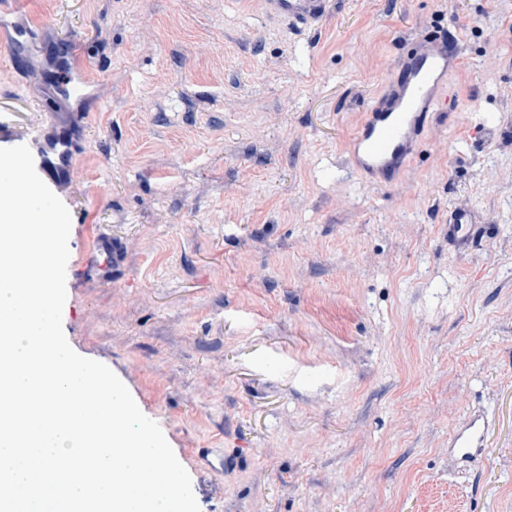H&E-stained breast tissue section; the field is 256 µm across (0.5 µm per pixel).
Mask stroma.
Instances as JSON below:
<instances>
[{
    "label": "stroma",
    "instance_id": "obj_1",
    "mask_svg": "<svg viewBox=\"0 0 512 512\" xmlns=\"http://www.w3.org/2000/svg\"><path fill=\"white\" fill-rule=\"evenodd\" d=\"M6 21L35 37L0 48V148L71 142L64 334L160 426L200 512H512V0H332L307 29L262 0ZM447 31L463 61L413 159L358 173L366 110ZM479 416L487 447H451ZM473 226L471 213L455 212L451 224H448V237L463 244L469 239ZM117 260V252L112 240L107 237L97 238L94 242L93 269L102 279H108L112 272V266Z\"/></svg>",
    "mask_w": 512,
    "mask_h": 512
}]
</instances>
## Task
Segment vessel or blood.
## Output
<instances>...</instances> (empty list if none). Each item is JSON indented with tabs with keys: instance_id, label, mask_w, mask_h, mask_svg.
Wrapping results in <instances>:
<instances>
[{
	"instance_id": "obj_1",
	"label": "vessel or blood",
	"mask_w": 512,
	"mask_h": 512,
	"mask_svg": "<svg viewBox=\"0 0 512 512\" xmlns=\"http://www.w3.org/2000/svg\"><path fill=\"white\" fill-rule=\"evenodd\" d=\"M329 0H263L267 14L307 24L321 20ZM459 42L446 35L424 40L406 66L404 77L390 84L369 109L361 126L350 140L349 157L354 169L371 178H389L400 173L414 156L426 118L441 106L449 73L460 64ZM36 154L49 180H56L70 168L73 157L66 138L38 137ZM473 229L471 213L457 212L448 226L453 241L465 243ZM117 260L110 238L94 242L93 269L101 278H109ZM484 422L472 421L456 436L454 447H483Z\"/></svg>"
}]
</instances>
